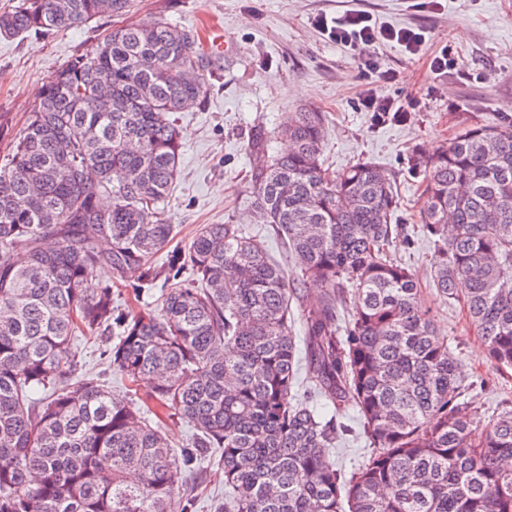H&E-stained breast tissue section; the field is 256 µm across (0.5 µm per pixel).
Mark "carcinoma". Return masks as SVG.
I'll return each mask as SVG.
<instances>
[{"label":"carcinoma","mask_w":512,"mask_h":512,"mask_svg":"<svg viewBox=\"0 0 512 512\" xmlns=\"http://www.w3.org/2000/svg\"><path fill=\"white\" fill-rule=\"evenodd\" d=\"M128 2L15 0L0 36L64 31ZM223 68L171 23L114 28L54 75L10 135L0 512H188L180 475L215 453L223 512H512V408L474 410L418 280L390 254L393 175L368 161L326 167L324 113L287 112L247 145L255 208L291 265L234 224L169 247L175 225L160 203L180 172L174 114ZM409 167L437 245L436 293L463 304L491 360L512 369V117L466 125ZM103 265L138 275V292L164 280L160 308L115 305L96 282ZM309 280L323 294L307 308L297 289ZM79 334L105 341L112 369L152 381L151 394L73 380ZM150 402L192 425L181 453L146 420ZM351 410L369 451L346 469L333 453Z\"/></svg>","instance_id":"cac0c4a2"}]
</instances>
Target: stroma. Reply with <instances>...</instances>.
Instances as JSON below:
<instances>
[{
    "instance_id": "35a3bbf8",
    "label": "stroma",
    "mask_w": 512,
    "mask_h": 512,
    "mask_svg": "<svg viewBox=\"0 0 512 512\" xmlns=\"http://www.w3.org/2000/svg\"><path fill=\"white\" fill-rule=\"evenodd\" d=\"M362 2L377 25L417 29L426 38L416 55L394 43L370 49L396 75L381 94L418 101L405 121L379 123L372 113L352 107L364 89L359 61L315 24L317 16L342 13L346 0H129L119 17L95 19L51 36L0 38V118L9 129L20 128L55 72L113 26L164 18L196 31L204 46L223 54L224 69L207 79L203 101L177 115L182 172L164 209L179 227V240L188 241L202 224H236L275 259H283L276 226L261 223L253 205L247 140L257 128L272 129L282 113L305 106L326 112V166L338 171L363 160L394 173L395 218L410 240L395 241L391 251L416 275L425 309L459 353L475 406L486 414L511 408L512 370L497 368L463 308L445 303L432 289L435 246L421 230L422 186L407 159L449 144L461 126L512 115V0H433L420 11L410 9L408 0ZM445 46L452 49L456 65L434 73L429 59ZM467 70L482 73V80L462 79ZM72 353L74 378H98L113 394L125 395L128 383L113 371L104 345L79 339ZM183 489L191 499L189 512H216L224 502L223 472L196 463L185 470Z\"/></svg>"
}]
</instances>
